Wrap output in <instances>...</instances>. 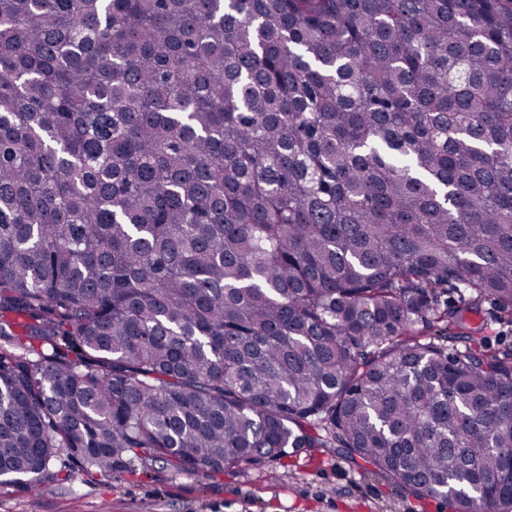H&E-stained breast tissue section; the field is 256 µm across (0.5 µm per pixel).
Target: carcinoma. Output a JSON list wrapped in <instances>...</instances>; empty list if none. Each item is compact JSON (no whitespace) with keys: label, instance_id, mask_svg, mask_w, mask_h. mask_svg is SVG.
I'll use <instances>...</instances> for the list:
<instances>
[{"label":"carcinoma","instance_id":"1","mask_svg":"<svg viewBox=\"0 0 512 512\" xmlns=\"http://www.w3.org/2000/svg\"><path fill=\"white\" fill-rule=\"evenodd\" d=\"M486 303L512 0H0L5 482L334 448L512 512Z\"/></svg>","mask_w":512,"mask_h":512}]
</instances>
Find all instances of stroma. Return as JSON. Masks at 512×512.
<instances>
[{
  "label": "stroma",
  "instance_id": "obj_1",
  "mask_svg": "<svg viewBox=\"0 0 512 512\" xmlns=\"http://www.w3.org/2000/svg\"><path fill=\"white\" fill-rule=\"evenodd\" d=\"M67 471L68 480L31 490L0 484V512H450L447 502L416 497L324 448L218 474L160 461L112 477L75 463Z\"/></svg>",
  "mask_w": 512,
  "mask_h": 512
}]
</instances>
